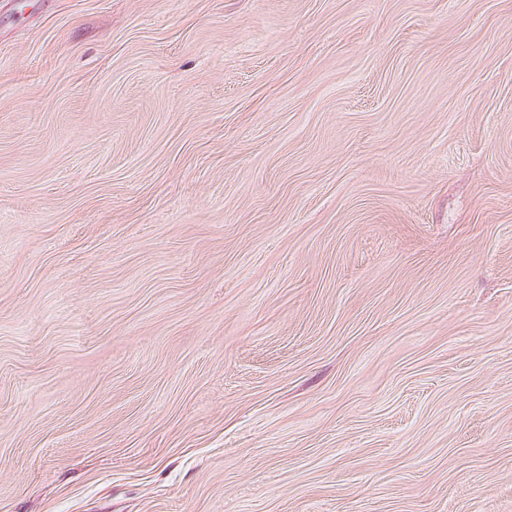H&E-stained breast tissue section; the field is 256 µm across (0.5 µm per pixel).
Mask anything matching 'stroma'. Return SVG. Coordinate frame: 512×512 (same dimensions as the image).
Returning a JSON list of instances; mask_svg holds the SVG:
<instances>
[{
	"instance_id": "1",
	"label": "stroma",
	"mask_w": 512,
	"mask_h": 512,
	"mask_svg": "<svg viewBox=\"0 0 512 512\" xmlns=\"http://www.w3.org/2000/svg\"><path fill=\"white\" fill-rule=\"evenodd\" d=\"M0 512H512V0H0Z\"/></svg>"
}]
</instances>
